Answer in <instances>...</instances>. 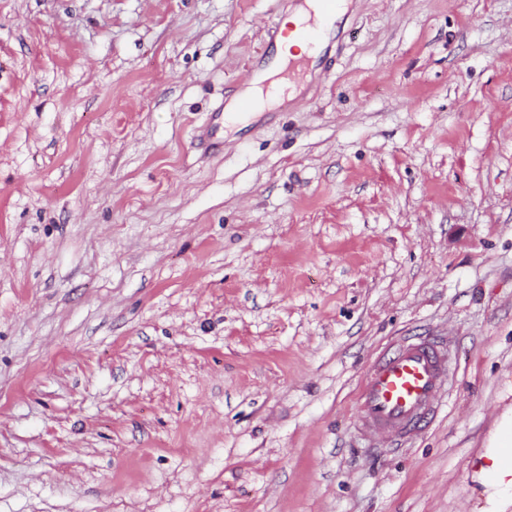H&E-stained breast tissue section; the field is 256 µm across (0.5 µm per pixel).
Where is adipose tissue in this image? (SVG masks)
<instances>
[{"label": "adipose tissue", "mask_w": 512, "mask_h": 512, "mask_svg": "<svg viewBox=\"0 0 512 512\" xmlns=\"http://www.w3.org/2000/svg\"><path fill=\"white\" fill-rule=\"evenodd\" d=\"M305 52V46L298 42L279 44L275 58L245 90L246 96L254 101L255 111L279 103L287 86L279 76L280 71L288 58L303 56ZM476 465L477 475L488 489L483 512H506L507 507H512V416L500 424L495 439L478 456Z\"/></svg>", "instance_id": "obj_1"}]
</instances>
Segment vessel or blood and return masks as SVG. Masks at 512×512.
Here are the masks:
<instances>
[{"instance_id":"1","label":"vessel or blood","mask_w":512,"mask_h":512,"mask_svg":"<svg viewBox=\"0 0 512 512\" xmlns=\"http://www.w3.org/2000/svg\"><path fill=\"white\" fill-rule=\"evenodd\" d=\"M308 9L296 24L273 27L271 38L318 49L328 20L341 0H297ZM454 375L452 343L431 337L406 338L373 361L357 392L356 437L367 447L405 446L437 415Z\"/></svg>"}]
</instances>
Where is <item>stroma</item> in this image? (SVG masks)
Here are the masks:
<instances>
[{
  "mask_svg": "<svg viewBox=\"0 0 512 512\" xmlns=\"http://www.w3.org/2000/svg\"><path fill=\"white\" fill-rule=\"evenodd\" d=\"M221 129L294 0H0V512H480L512 412V0H348ZM450 336L399 454L354 397Z\"/></svg>",
  "mask_w": 512,
  "mask_h": 512,
  "instance_id": "obj_1",
  "label": "stroma"
}]
</instances>
